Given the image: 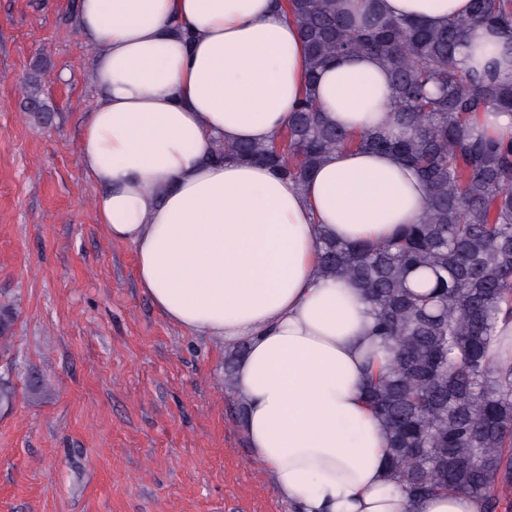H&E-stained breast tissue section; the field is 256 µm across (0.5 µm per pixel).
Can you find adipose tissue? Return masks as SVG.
Returning a JSON list of instances; mask_svg holds the SVG:
<instances>
[{"mask_svg": "<svg viewBox=\"0 0 512 512\" xmlns=\"http://www.w3.org/2000/svg\"><path fill=\"white\" fill-rule=\"evenodd\" d=\"M380 7L441 27L470 0ZM76 22L94 50L97 97L78 153L95 220L133 246L138 284L167 321L244 346L233 392L277 496L297 512H480L463 493L409 505L388 477L386 437L363 397L387 351L362 289L318 272L322 234L382 243L420 221L426 186L394 155L355 145L300 187L216 157L276 140L310 89L352 137L392 129L378 60L347 56L308 87L300 29L275 0H79ZM502 43L475 30L461 65L512 74Z\"/></svg>", "mask_w": 512, "mask_h": 512, "instance_id": "1", "label": "adipose tissue"}]
</instances>
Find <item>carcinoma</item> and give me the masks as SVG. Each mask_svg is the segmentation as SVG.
Here are the masks:
<instances>
[{"mask_svg":"<svg viewBox=\"0 0 512 512\" xmlns=\"http://www.w3.org/2000/svg\"><path fill=\"white\" fill-rule=\"evenodd\" d=\"M287 2L306 42L309 87L326 65L356 53L387 69L397 131H367L359 145L394 154L429 190L422 220L379 246L322 238L319 272L363 288L374 335L389 350L365 385L389 473L413 505L462 492L497 512L512 491V364L496 357L500 324L512 318V141L475 136L470 120L512 113V76L465 70L459 56L478 26L499 30L512 52V0H471V12L443 28L382 17L378 0H368L361 24L341 0ZM347 144L309 92L280 143H241L227 154L261 160L300 185ZM12 321L1 308V348Z\"/></svg>","mask_w":512,"mask_h":512,"instance_id":"cac0c4a2","label":"carcinoma"}]
</instances>
